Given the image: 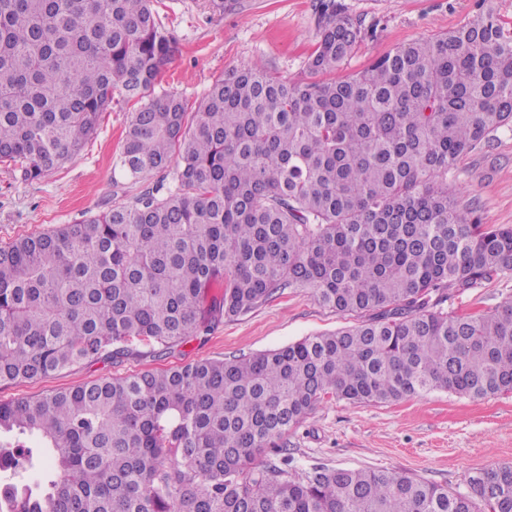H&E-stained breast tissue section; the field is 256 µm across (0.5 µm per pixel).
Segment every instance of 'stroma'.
<instances>
[{
  "instance_id": "stroma-1",
  "label": "stroma",
  "mask_w": 512,
  "mask_h": 512,
  "mask_svg": "<svg viewBox=\"0 0 512 512\" xmlns=\"http://www.w3.org/2000/svg\"><path fill=\"white\" fill-rule=\"evenodd\" d=\"M360 19L365 35L335 74H315L308 58L317 40L320 0H238L216 13L211 0H154L159 23L180 43V53L160 87L200 100L213 80L232 66H262L294 82L328 81L365 69L400 47L428 40L493 9L512 24V0H336ZM133 104L114 98L96 135L72 160L38 181H27L12 163L0 162V244L46 232L129 203L158 177L135 181L117 165ZM448 190L484 224L512 225V130L500 129L489 145L463 157L448 174ZM512 296V273L444 303L453 314L494 309ZM355 317L321 306L299 289L247 315L227 319L208 335L190 338L163 356L140 346L120 363L87 362L35 380L0 386V401L36 398L84 382L185 363L251 356L304 337L354 325ZM293 465L405 470L454 493L467 490L473 470L512 463V393L487 398L433 391L384 404L351 405L328 399L289 433Z\"/></svg>"
}]
</instances>
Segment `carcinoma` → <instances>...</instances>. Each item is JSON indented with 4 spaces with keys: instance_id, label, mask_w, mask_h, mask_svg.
<instances>
[{
    "instance_id": "cac0c4a2",
    "label": "carcinoma",
    "mask_w": 512,
    "mask_h": 512,
    "mask_svg": "<svg viewBox=\"0 0 512 512\" xmlns=\"http://www.w3.org/2000/svg\"><path fill=\"white\" fill-rule=\"evenodd\" d=\"M152 2L0 0V162L42 179L117 90L137 105L120 171L174 184L0 244V384L134 341L169 353L288 290L361 322L0 401V512H512L509 463L452 494L406 471L298 473L280 447L326 399L512 392V299L441 308L512 273V226L448 192L458 160L512 128L505 22L488 9L331 82L234 66L193 105L158 89L180 47ZM363 36L330 0L310 71Z\"/></svg>"
}]
</instances>
